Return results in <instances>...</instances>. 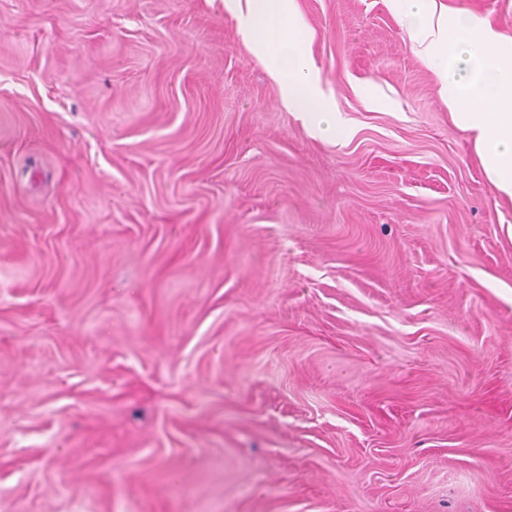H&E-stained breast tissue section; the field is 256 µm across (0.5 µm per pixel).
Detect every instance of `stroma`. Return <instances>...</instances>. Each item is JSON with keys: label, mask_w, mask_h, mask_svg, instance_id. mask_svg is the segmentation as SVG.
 <instances>
[{"label": "stroma", "mask_w": 512, "mask_h": 512, "mask_svg": "<svg viewBox=\"0 0 512 512\" xmlns=\"http://www.w3.org/2000/svg\"><path fill=\"white\" fill-rule=\"evenodd\" d=\"M0 0V512H512V201L394 0ZM512 35V0H436ZM292 0H227L241 16V34L248 52L279 85L282 100L303 114L310 131L320 138L340 139L348 129L336 116L316 69L307 61L308 28L296 19Z\"/></svg>", "instance_id": "obj_1"}]
</instances>
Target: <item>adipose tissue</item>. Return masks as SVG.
<instances>
[{
	"mask_svg": "<svg viewBox=\"0 0 512 512\" xmlns=\"http://www.w3.org/2000/svg\"><path fill=\"white\" fill-rule=\"evenodd\" d=\"M395 2L414 45L441 72L439 93L453 123L472 134L488 181L512 199V39H504L490 19L437 11L435 0ZM291 3L227 0L240 13L248 52L276 78L282 100L301 112L313 135L343 138L348 129L307 61L309 30Z\"/></svg>",
	"mask_w": 512,
	"mask_h": 512,
	"instance_id": "1",
	"label": "adipose tissue"
}]
</instances>
